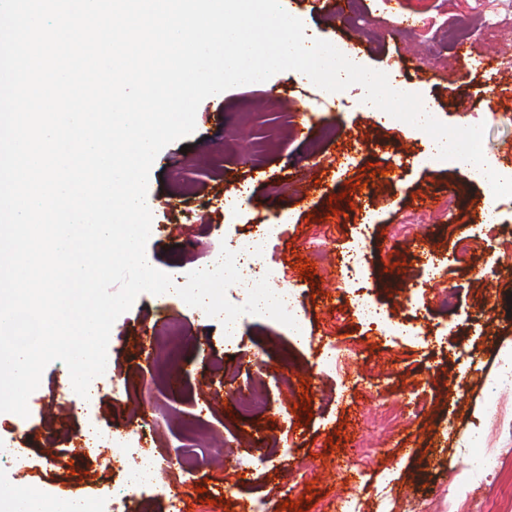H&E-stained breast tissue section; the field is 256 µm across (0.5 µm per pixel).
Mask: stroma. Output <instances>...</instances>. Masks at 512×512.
Here are the masks:
<instances>
[{
  "label": "stroma",
  "instance_id": "stroma-1",
  "mask_svg": "<svg viewBox=\"0 0 512 512\" xmlns=\"http://www.w3.org/2000/svg\"><path fill=\"white\" fill-rule=\"evenodd\" d=\"M287 8L306 33L337 47L361 39L356 54L369 66L404 55L395 71L435 117L451 126L484 124V154L512 168V51L483 35L478 11L433 12L432 45L423 51L419 35L399 29L395 0H358L360 23L341 29L313 0H287ZM451 26L478 34L466 60L443 36ZM488 58L490 70L481 66ZM363 97L353 85L326 103L320 88L287 70L201 102L194 132L167 145L150 171L155 229L146 252L154 268L183 284L209 252L247 245L255 225L287 217L275 241V285L303 300L299 329L245 314L234 345L221 320L179 298L162 310L152 294H140L112 327L102 391L80 410L63 384L65 364L55 361L28 400V417L0 413V437L25 441L29 459L27 470L0 471V486L79 497L110 512L108 494L130 456L73 442L94 424L125 432L149 421L146 447L164 464L163 479L184 500L213 499V512H250L259 498L270 512L302 498L311 502L306 512L340 497L368 506L383 489L397 499L394 512H440L446 489L468 502L467 512H512V456L469 484L458 475L488 449H512V388L498 385L503 364L512 363V275L505 273L512 252L500 251L484 221L485 187L428 163L427 138L378 122L363 111ZM310 110L330 136L307 134ZM387 168L393 179L382 178ZM229 173L250 191L234 211L224 207ZM448 202L454 222L421 225L412 243L398 236L403 216L423 208L433 214ZM320 230L331 260L308 279L294 264L309 258L306 240ZM462 239L474 245L463 263L455 256ZM357 245L380 326L359 318L345 291L341 257ZM445 288L456 297L449 309L436 302ZM330 341L351 352L337 370L320 363ZM237 389L261 390L266 409L236 415ZM304 394L307 416L293 411ZM416 396L424 410L397 416ZM369 446L375 455L357 471L359 451ZM200 485L205 493H197Z\"/></svg>",
  "mask_w": 512,
  "mask_h": 512
}]
</instances>
